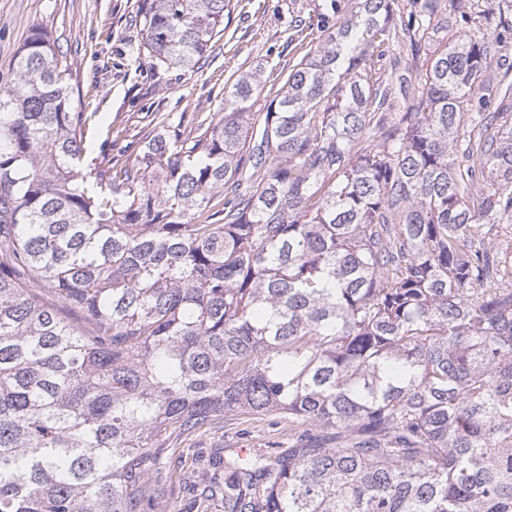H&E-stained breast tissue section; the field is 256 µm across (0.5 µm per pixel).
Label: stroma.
<instances>
[{
  "label": "stroma",
  "mask_w": 512,
  "mask_h": 512,
  "mask_svg": "<svg viewBox=\"0 0 512 512\" xmlns=\"http://www.w3.org/2000/svg\"><path fill=\"white\" fill-rule=\"evenodd\" d=\"M438 41L497 36L501 71L512 75V9H490L487 0H461ZM140 0H0V84L13 77V61L29 30L42 29L66 58L72 73V105L90 113L89 152L93 174L108 164L132 159L159 116L205 119L224 109L225 87L240 74L262 68L264 88L254 111H264L307 43L333 31L345 16L346 0H231L224 35L197 68L153 71L138 56L143 31ZM112 129V144L102 147L100 131ZM332 447L336 431L276 412L245 410L225 414L215 427L190 437H171L149 475L156 494L153 512H189V492H169L170 464L185 456L196 472L220 478V455L228 448H258L278 454L307 442Z\"/></svg>",
  "instance_id": "obj_1"
}]
</instances>
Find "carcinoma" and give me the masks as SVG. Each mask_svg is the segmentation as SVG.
<instances>
[{"label":"carcinoma","mask_w":512,"mask_h":512,"mask_svg":"<svg viewBox=\"0 0 512 512\" xmlns=\"http://www.w3.org/2000/svg\"><path fill=\"white\" fill-rule=\"evenodd\" d=\"M229 4L142 0L140 51L194 68ZM420 13L427 50L448 13ZM401 27L348 0L266 111L243 73L98 190L31 30L0 87V512H146L160 441L240 409L343 441L224 454V512H512V113L469 108L501 45L435 46L393 120ZM399 42L385 44L378 49H375L374 61L375 68L378 69L379 75L390 77L392 71L394 72V62L398 56L404 58H411V47L409 39L403 38V34L399 33Z\"/></svg>","instance_id":"obj_1"}]
</instances>
